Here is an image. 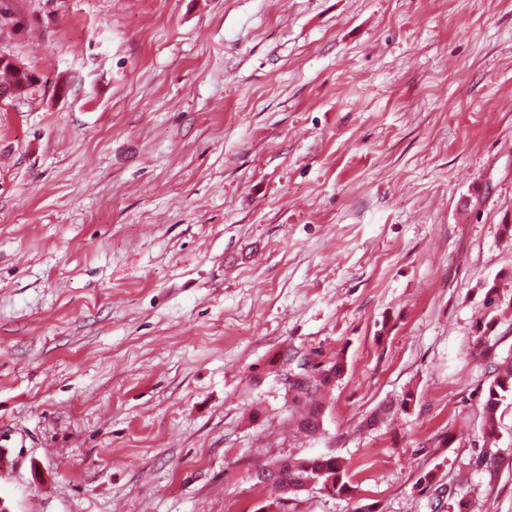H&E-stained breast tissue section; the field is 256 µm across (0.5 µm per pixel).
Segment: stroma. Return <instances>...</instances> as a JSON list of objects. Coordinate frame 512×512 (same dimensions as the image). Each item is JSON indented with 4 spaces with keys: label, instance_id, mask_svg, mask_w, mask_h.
Instances as JSON below:
<instances>
[{
    "label": "stroma",
    "instance_id": "stroma-1",
    "mask_svg": "<svg viewBox=\"0 0 512 512\" xmlns=\"http://www.w3.org/2000/svg\"><path fill=\"white\" fill-rule=\"evenodd\" d=\"M0 10L38 80L0 99L11 512H257L258 464L326 452L352 494L287 512H512V398L474 464L482 320L512 357V0ZM292 352L345 360L315 439Z\"/></svg>",
    "mask_w": 512,
    "mask_h": 512
}]
</instances>
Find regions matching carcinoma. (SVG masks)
<instances>
[{
    "mask_svg": "<svg viewBox=\"0 0 512 512\" xmlns=\"http://www.w3.org/2000/svg\"><path fill=\"white\" fill-rule=\"evenodd\" d=\"M286 361L293 363L288 372L300 376L295 385L296 393L291 402L299 408L293 424L296 431L306 437L320 434L325 402L324 392L332 389L345 373L344 361L337 358L325 365H314L295 354L286 355ZM492 380L481 403L483 417L484 448L477 456L476 465L495 473L501 464L499 451L492 448L497 442V413L504 399L512 397V358L505 357L490 363ZM255 479L271 486L277 497L263 509L279 507L288 502V495L281 489L288 486L295 495L307 490L311 482L322 486L332 485V493L348 494L352 491L347 468L334 453L317 456L284 458L257 467Z\"/></svg>",
    "mask_w": 512,
    "mask_h": 512,
    "instance_id": "obj_1",
    "label": "carcinoma"
}]
</instances>
